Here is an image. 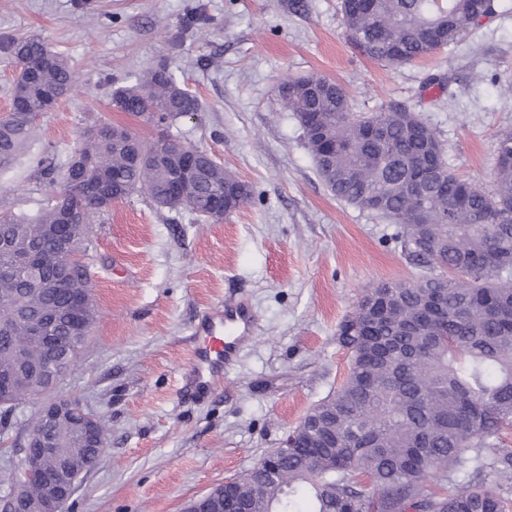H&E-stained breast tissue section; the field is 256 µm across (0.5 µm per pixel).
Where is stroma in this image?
I'll return each instance as SVG.
<instances>
[{"label": "stroma", "mask_w": 512, "mask_h": 512, "mask_svg": "<svg viewBox=\"0 0 512 512\" xmlns=\"http://www.w3.org/2000/svg\"><path fill=\"white\" fill-rule=\"evenodd\" d=\"M341 0H0V110L16 69L3 49L37 37L66 57L73 91L37 120L27 155L0 171V213L34 212L54 193L38 159L64 170L82 133L107 121L214 153L251 201L218 222L158 208L145 195L95 216L87 260L97 320L55 394L80 398L110 433L69 512H183L250 469L336 390L349 353L338 324L369 288L417 276L390 221L336 199L278 96L312 73L340 85L353 111L399 101L445 145L459 177L493 185L494 147L512 132V0L460 43L387 66L344 32ZM203 112L153 127L111 109L115 87L155 62ZM440 78L429 86V78ZM239 298L257 325L208 397L182 394L198 312ZM41 398L0 435V471L23 457L18 433Z\"/></svg>", "instance_id": "1"}]
</instances>
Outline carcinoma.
Listing matches in <instances>:
<instances>
[{
	"label": "carcinoma",
	"mask_w": 512,
	"mask_h": 512,
	"mask_svg": "<svg viewBox=\"0 0 512 512\" xmlns=\"http://www.w3.org/2000/svg\"><path fill=\"white\" fill-rule=\"evenodd\" d=\"M496 0H341L346 36L362 56L388 65L428 57L462 40L480 14L497 12ZM16 80L37 73L23 108L0 119V170L13 165L29 142L36 118L73 89L68 61L37 37L9 46ZM321 76L287 80L302 88L281 101L303 129L317 172L339 199L400 226L397 245L425 269L411 282L371 288L338 325L337 339L351 354L348 375L289 435L295 447L274 448L232 480L226 507L247 500L253 512H512L501 480L512 479V132L496 140L494 188L457 177L444 145L408 105L391 102L375 112H353L337 84ZM111 105L154 127L202 111L200 98L158 61L113 90ZM167 138H142L126 126L102 123L74 151L90 161L85 181L109 169L122 198H155L166 170L152 162ZM201 174L196 195L169 202L217 220L250 202L252 191L224 171L213 154L193 145ZM76 203L64 183L35 215L1 214L0 227L25 243L50 250L43 226ZM106 199L87 198L79 219L107 210ZM31 267L0 252V322L23 308L30 318L59 310L84 294L89 279L61 287H34ZM55 346L24 324L0 335V429L31 399L29 370L50 359L74 368L86 337L60 327ZM65 463L73 481L106 452L108 436L96 425L99 450L87 447L82 426L60 424Z\"/></svg>",
	"instance_id": "1"
}]
</instances>
